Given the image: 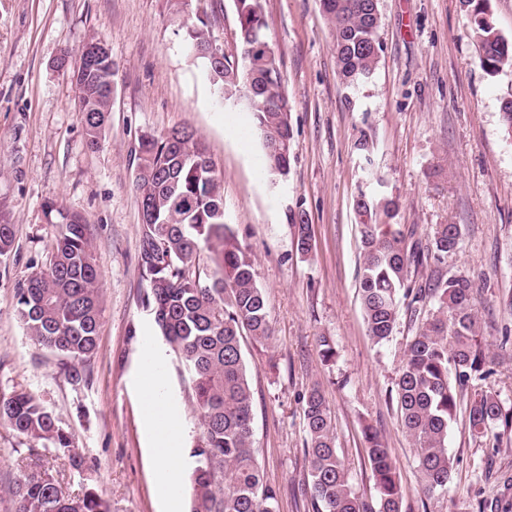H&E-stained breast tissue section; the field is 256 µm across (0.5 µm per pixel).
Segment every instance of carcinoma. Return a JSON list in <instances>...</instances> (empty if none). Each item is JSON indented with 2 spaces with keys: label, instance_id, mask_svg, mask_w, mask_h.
Instances as JSON below:
<instances>
[{
  "label": "carcinoma",
  "instance_id": "cac0c4a2",
  "mask_svg": "<svg viewBox=\"0 0 512 512\" xmlns=\"http://www.w3.org/2000/svg\"><path fill=\"white\" fill-rule=\"evenodd\" d=\"M372 0H320L331 26L338 73L353 85L374 72L380 55L381 17L365 15ZM470 23L482 68L495 73L512 65V41L486 18L484 0H468ZM242 67L226 59L211 63L200 52L212 42L207 21L181 23L189 51L205 62L209 78L224 99H238L252 115L262 140L266 173L283 179L293 158L291 107L280 83L281 60L275 51L254 50L267 40L263 0H234ZM115 76L112 55L77 75L80 122L86 145L100 146L112 112L105 80ZM136 186L144 221L139 266L145 288L143 305L189 378L200 428L188 477L190 512H279L280 490L265 478L253 440L252 391L241 344L272 338V324L254 260L226 223L223 190L201 136L173 128L139 142ZM361 264L358 293L373 341L389 340L400 306L420 322L406 345L394 395L424 492H443L457 459L448 452V428L466 402L469 428L489 437L501 422L512 421L496 392L486 387L494 374L482 349L478 315L471 305L472 282L450 276L419 283L411 267L428 260L443 263L458 248L455 224H436L427 246L392 222L396 202L388 193L360 194ZM59 231L48 266L27 277L17 291V313L32 343L60 355L74 383L79 366L93 355L101 303L100 274L94 263L88 226L58 207ZM297 250L312 251L310 225H295ZM15 225L0 215V263L8 261ZM309 458L299 490L312 512H402L400 474L388 448L369 425L363 426L378 510L352 487L337 452L332 412L314 386L302 396ZM0 424L30 442L32 466L8 488L16 512H109V505L88 490L64 492L53 468L44 464L36 445L72 447L59 418L31 393L0 395Z\"/></svg>",
  "mask_w": 512,
  "mask_h": 512
}]
</instances>
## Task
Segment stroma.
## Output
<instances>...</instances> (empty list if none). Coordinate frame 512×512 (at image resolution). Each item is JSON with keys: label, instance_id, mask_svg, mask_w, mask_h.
Here are the masks:
<instances>
[{"label": "stroma", "instance_id": "35a3bbf8", "mask_svg": "<svg viewBox=\"0 0 512 512\" xmlns=\"http://www.w3.org/2000/svg\"><path fill=\"white\" fill-rule=\"evenodd\" d=\"M267 35L280 57L292 108L294 158L285 180L260 171L261 145L248 112L225 102L183 39L170 0H0V213L14 224L12 257L0 265V393L37 395L61 420L80 467L62 455L66 493L93 490L112 512L171 509L155 477L156 432L144 418L148 367L182 418V466L190 468L197 414L191 389L142 305L141 219L135 191L142 135L175 126L200 134L224 187L228 224L250 250L273 337L243 338L253 391V432L279 512H307L297 486L307 476L301 398L319 385L336 448L357 492L374 495L363 425H370L400 472L403 512H480L512 506V425L497 440L472 433L465 416L448 429L458 460L446 491L425 497L410 441L389 401L406 341L401 314L389 341L374 344L357 288L358 194L389 192L396 223L428 241L433 225L461 229L442 264L412 271L419 281L466 276L495 363L489 380L512 408V136L501 105L512 98V67L478 62L464 0H379L380 62L349 86L338 76L331 28L319 0H263ZM233 62L240 59L233 0H190ZM102 39L115 64L112 112L101 146L90 150L72 77L53 63L63 50ZM83 217L101 274L100 332L84 380L72 385L60 357L27 338L17 290L48 263L57 225L47 204ZM311 226L313 252L296 249L294 220ZM328 337L334 362L320 356ZM30 463L22 440L0 425V512H14L7 488Z\"/></svg>", "mask_w": 512, "mask_h": 512}]
</instances>
